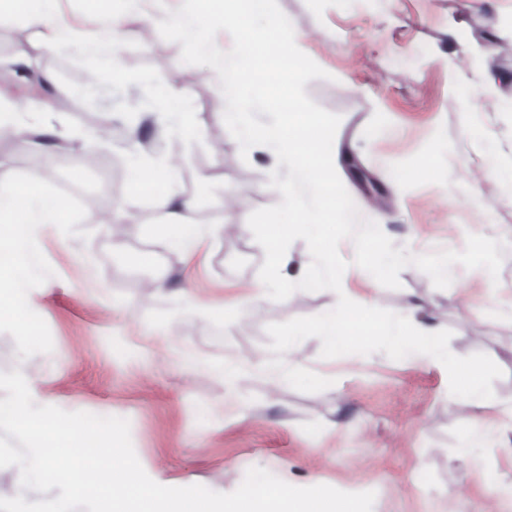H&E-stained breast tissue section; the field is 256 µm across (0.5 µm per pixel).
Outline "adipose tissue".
<instances>
[{"label": "adipose tissue", "instance_id": "1", "mask_svg": "<svg viewBox=\"0 0 512 512\" xmlns=\"http://www.w3.org/2000/svg\"><path fill=\"white\" fill-rule=\"evenodd\" d=\"M57 0H0V14L25 17L31 26L47 30L52 36H61L56 15ZM39 175H32L26 184H18L12 176L0 171V220L16 224L63 222L67 205L58 198H45L39 193ZM154 204L163 212L167 232L158 234L155 243L165 250L186 247L187 239L181 232L183 213L192 206L191 199L165 194L155 197ZM60 456L30 449L17 468L0 471V503L9 502V512H66L63 500L36 501L31 488L42 481L62 479L74 495L96 491L95 512H351L349 506L326 500L316 502L298 498L283 485L267 486L261 497H242L222 502L215 507L201 506L191 500L172 501L163 498L158 490L139 483L119 480L127 463L121 448L110 447L100 451L92 473L74 474L60 465Z\"/></svg>", "mask_w": 512, "mask_h": 512}]
</instances>
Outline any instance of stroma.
<instances>
[{
    "label": "stroma",
    "instance_id": "stroma-1",
    "mask_svg": "<svg viewBox=\"0 0 512 512\" xmlns=\"http://www.w3.org/2000/svg\"><path fill=\"white\" fill-rule=\"evenodd\" d=\"M165 2L58 0L63 29L88 42L118 36L117 83H88L97 62L83 48L0 16V100L24 129L0 139V169L20 183L41 173L42 195L69 206L65 223L40 225L37 263L10 292L0 371L28 368L37 404L127 418L142 467L165 486L230 493L261 467L295 486L375 492L373 512H512V0H278L299 49L329 74L305 91L341 117L333 162L361 216L415 255L463 250L471 234L505 243L496 288L459 265L447 289L408 266L392 290L341 241L342 293L394 312L421 304L448 360L324 359L310 337L285 384L251 365L269 353L266 326L326 312L339 295L253 300L263 248L215 228L280 203L269 174L288 169L263 146L241 160L214 70L183 64L181 43L154 28L182 4ZM159 72L183 90L192 137L141 124ZM489 73L493 94L482 91ZM98 124L103 139L85 143ZM138 153L178 160L168 188L194 201L188 249L156 250L162 218L134 187ZM101 189L115 240L82 200ZM160 277L164 289H152ZM235 362L229 385L223 369ZM461 365L480 371L488 396L465 416L448 404Z\"/></svg>",
    "mask_w": 512,
    "mask_h": 512
}]
</instances>
